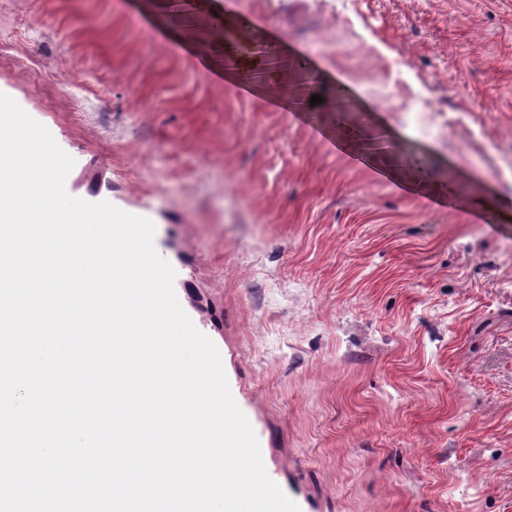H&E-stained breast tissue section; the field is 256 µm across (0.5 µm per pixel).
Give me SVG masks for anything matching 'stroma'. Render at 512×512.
Masks as SVG:
<instances>
[{
    "label": "stroma",
    "mask_w": 512,
    "mask_h": 512,
    "mask_svg": "<svg viewBox=\"0 0 512 512\" xmlns=\"http://www.w3.org/2000/svg\"><path fill=\"white\" fill-rule=\"evenodd\" d=\"M268 3L0 0V93L74 159L68 194L154 223L300 512H512V189L495 173L512 0ZM214 9L312 68L223 81L203 63ZM340 78L348 122L391 136L337 148ZM418 96L446 132L405 125ZM391 153L422 158L432 186L409 188Z\"/></svg>",
    "instance_id": "35a3bbf8"
}]
</instances>
